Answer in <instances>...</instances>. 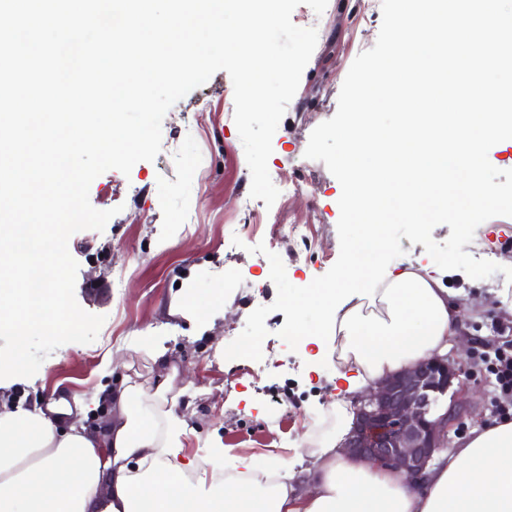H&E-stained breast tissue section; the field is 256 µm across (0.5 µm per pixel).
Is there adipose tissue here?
<instances>
[{"label": "adipose tissue", "instance_id": "adipose-tissue-1", "mask_svg": "<svg viewBox=\"0 0 512 512\" xmlns=\"http://www.w3.org/2000/svg\"><path fill=\"white\" fill-rule=\"evenodd\" d=\"M471 253L391 268L375 301L352 298L336 318L333 430L310 456L237 458L216 482L226 450L214 441L206 461L188 452L194 433L178 406L177 367L164 339L143 336L136 351L160 364L154 393L122 380L98 398L108 423L84 425L89 407L60 396L39 405L0 401V512H512V418L474 428L463 447L442 454L417 481L347 456L353 396L380 378L447 353L461 309L444 277L462 275ZM316 475L311 490L297 467Z\"/></svg>", "mask_w": 512, "mask_h": 512}]
</instances>
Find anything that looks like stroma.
<instances>
[{
	"mask_svg": "<svg viewBox=\"0 0 512 512\" xmlns=\"http://www.w3.org/2000/svg\"><path fill=\"white\" fill-rule=\"evenodd\" d=\"M381 2L329 0L320 15L304 4L294 9L293 23L316 28L318 41L272 138L270 177L289 188L273 206L250 196L233 85L223 70L167 112L154 161L136 163L127 175L106 171L92 182L91 205L116 214L103 231L74 233L68 250L79 265L78 304L106 321L92 343L60 346L34 376L0 381L1 400L44 404L57 391L89 400L127 376L155 386L158 364L129 344L162 336L171 364L193 382L183 396L195 412L192 453L205 455L219 438L234 458L292 448L305 454L331 430L336 360L313 365L290 350L278 335L284 313L266 318L262 360L229 361L223 351L255 308L276 299L268 253L281 257L297 287L327 273L339 256L341 185L304 152L313 129L334 116L352 62L374 46ZM295 224L305 226V239L289 237ZM259 243L266 253L253 252ZM448 285L457 292L462 328L447 356L472 374L464 394L468 412L448 432L456 448L491 418L489 380L474 356L497 319L512 320V217L497 216L476 229L469 277H451ZM186 288L219 297L222 311L204 333L171 312Z\"/></svg>",
	"mask_w": 512,
	"mask_h": 512,
	"instance_id": "obj_1",
	"label": "stroma"
}]
</instances>
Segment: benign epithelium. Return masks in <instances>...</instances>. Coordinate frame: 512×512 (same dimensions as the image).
<instances>
[{"mask_svg":"<svg viewBox=\"0 0 512 512\" xmlns=\"http://www.w3.org/2000/svg\"><path fill=\"white\" fill-rule=\"evenodd\" d=\"M461 375L447 359L433 357L384 379L358 401L345 448L353 456L416 477L448 447V428L465 409L463 383H455ZM447 396L449 408L434 413Z\"/></svg>","mask_w":512,"mask_h":512,"instance_id":"1","label":"benign epithelium"}]
</instances>
